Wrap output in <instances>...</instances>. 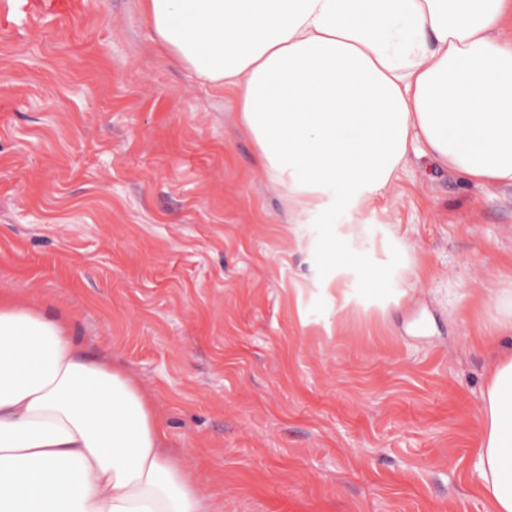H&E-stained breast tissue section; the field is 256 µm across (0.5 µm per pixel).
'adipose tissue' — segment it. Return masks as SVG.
<instances>
[{
  "label": "adipose tissue",
  "instance_id": "1",
  "mask_svg": "<svg viewBox=\"0 0 512 512\" xmlns=\"http://www.w3.org/2000/svg\"><path fill=\"white\" fill-rule=\"evenodd\" d=\"M159 49L235 96L296 224L367 213L427 157L512 186V0H143ZM474 471L512 512V352L484 374ZM131 375L0 291V512H224Z\"/></svg>",
  "mask_w": 512,
  "mask_h": 512
}]
</instances>
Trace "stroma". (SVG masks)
I'll list each match as a JSON object with an SVG mask.
<instances>
[{
  "instance_id": "35a3bbf8",
  "label": "stroma",
  "mask_w": 512,
  "mask_h": 512,
  "mask_svg": "<svg viewBox=\"0 0 512 512\" xmlns=\"http://www.w3.org/2000/svg\"><path fill=\"white\" fill-rule=\"evenodd\" d=\"M359 244L399 303L327 288L231 94L158 49L142 0H0V290L69 316L224 512H491L473 474L481 288L512 292V187L422 160Z\"/></svg>"
}]
</instances>
